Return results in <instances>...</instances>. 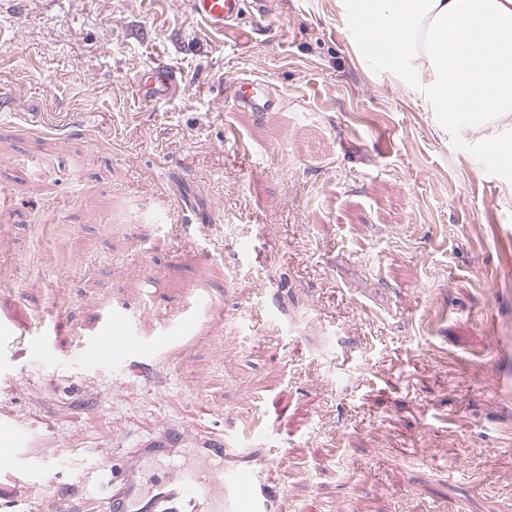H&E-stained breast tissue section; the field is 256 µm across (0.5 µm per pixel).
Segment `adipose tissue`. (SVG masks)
<instances>
[{
	"label": "adipose tissue",
	"mask_w": 512,
	"mask_h": 512,
	"mask_svg": "<svg viewBox=\"0 0 512 512\" xmlns=\"http://www.w3.org/2000/svg\"><path fill=\"white\" fill-rule=\"evenodd\" d=\"M392 38L391 76L460 136L512 134V0H369Z\"/></svg>",
	"instance_id": "adipose-tissue-1"
}]
</instances>
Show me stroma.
<instances>
[{
  "label": "stroma",
  "instance_id": "stroma-1",
  "mask_svg": "<svg viewBox=\"0 0 512 512\" xmlns=\"http://www.w3.org/2000/svg\"><path fill=\"white\" fill-rule=\"evenodd\" d=\"M217 32L186 0H0V289L47 320L0 350V413L49 424L41 492L0 468L18 512L64 498L97 512L108 475L157 430L277 448L282 512H512V170L375 73L336 0H274ZM162 58L185 82L142 102ZM259 77L277 112H228L226 79ZM235 128L251 147L224 140ZM170 216L155 215L159 188ZM209 268L224 332L170 373L70 352L50 327L86 303L171 310ZM162 284L140 296L138 277Z\"/></svg>",
  "mask_w": 512,
  "mask_h": 512
}]
</instances>
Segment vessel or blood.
I'll return each mask as SVG.
<instances>
[{"instance_id":"vessel-or-blood-1","label":"vessel or blood","mask_w":512,"mask_h":512,"mask_svg":"<svg viewBox=\"0 0 512 512\" xmlns=\"http://www.w3.org/2000/svg\"><path fill=\"white\" fill-rule=\"evenodd\" d=\"M243 0H187L191 14L217 30L237 26ZM355 24L372 56L387 58L389 44L373 35L374 22L357 14ZM138 99L150 102L181 93L176 72L157 62L141 74L134 85ZM282 97L258 78L235 77L227 80L224 106L236 112H270L280 107ZM99 312L101 325L93 336L98 355L121 357L129 351V340L136 333L138 317L127 308H106L100 300L89 303ZM212 296L207 285L193 279L185 285V303L181 308L157 314V343L163 344V359L172 369L188 364L194 339L213 323ZM34 334L30 316L0 307V348L28 345ZM31 433L19 415L0 414V461L17 464L22 450L28 447ZM180 438L170 432L158 433L147 445L137 449L111 478V491L103 498L100 512H272L279 499L277 485L262 472L241 465L215 467L214 461L232 447L229 439L202 442L194 449L188 465L152 474L150 463L177 454Z\"/></svg>"}]
</instances>
